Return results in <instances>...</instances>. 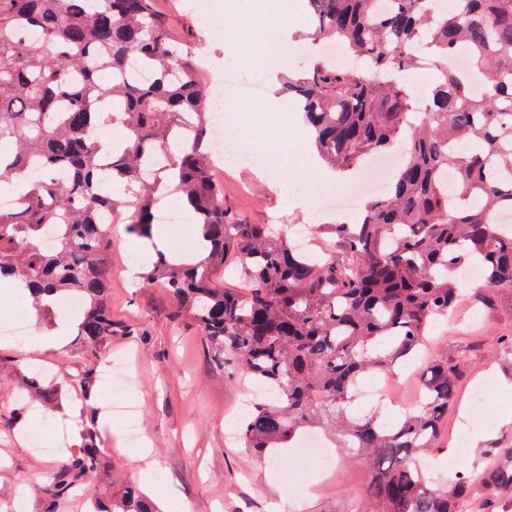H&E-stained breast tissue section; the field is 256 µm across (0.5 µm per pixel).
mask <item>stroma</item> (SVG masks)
Returning a JSON list of instances; mask_svg holds the SVG:
<instances>
[{"label": "stroma", "instance_id": "stroma-1", "mask_svg": "<svg viewBox=\"0 0 512 512\" xmlns=\"http://www.w3.org/2000/svg\"><path fill=\"white\" fill-rule=\"evenodd\" d=\"M153 0L155 11L170 25L195 58L219 71H236L248 83L269 88L263 74L242 67L217 32L233 27L238 42H251L265 16L276 10L275 0ZM307 151H292L282 173V192L271 190L250 167L232 166L220 177L224 203L251 224L342 223V215L322 211L320 198L327 193L326 179L307 178ZM287 194L294 209L280 208V194ZM134 238L112 236L109 261L112 267V318L132 333L116 336L98 354L81 351L72 343L49 345L26 352L19 345L0 342V512L16 506L18 512H41L45 489L59 469V457L38 454L24 438L28 423L41 416L43 429L56 444L77 448L86 431H94L101 451L102 470L86 487L95 494L109 485L136 483L165 512L169 501H178L183 512H270L271 503L284 502L288 487L280 473L298 465L296 448L285 449L279 463L244 448L233 435L239 432L246 413L245 382L216 368L196 324L177 312L169 297L158 288H145L129 280L126 270L133 260L129 246ZM463 301L453 319L434 331L431 356L465 354L459 400L448 411L434 457L451 458L457 472H479L495 459V448L512 445V362L496 354L498 336L512 332V306L502 302L485 305L473 285L462 287ZM44 361L57 379L90 371L104 376L108 362L132 365L125 399L140 410V432L149 442V462L136 464L137 446L126 429L112 431L117 415L102 418L110 397L101 386L91 393L81 387L62 395L63 409L41 412L23 407L21 376L33 361ZM489 384L486 422L469 424L465 396L476 386ZM23 407V422L8 424V408ZM466 429L467 454H454L451 437ZM334 466L327 476L311 470L308 479L317 489L305 501L303 512H352L361 501L369 471L334 449Z\"/></svg>", "mask_w": 512, "mask_h": 512}]
</instances>
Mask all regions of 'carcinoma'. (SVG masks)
<instances>
[{
  "label": "carcinoma",
  "mask_w": 512,
  "mask_h": 512,
  "mask_svg": "<svg viewBox=\"0 0 512 512\" xmlns=\"http://www.w3.org/2000/svg\"><path fill=\"white\" fill-rule=\"evenodd\" d=\"M152 2L0 0V182L30 185L14 207L0 208V281L18 285L42 318L58 296H81L70 331L86 351L133 334L112 321V242L98 217L130 209L129 233L153 239L160 174L176 171L170 191L197 216L207 257L178 262L156 247L141 278L196 323L217 367L273 391L245 415V447L264 455L321 428L367 460L374 512H454L470 478L459 472L447 484L420 461L456 399L461 356L434 360L424 399L395 422L376 411L353 415L348 403L364 376L427 346L432 326L456 308L459 269L481 266L482 287L512 305V229L497 221L512 213V0H457L452 11L442 0H308L312 36L361 61L341 70L321 60L286 83L319 156L348 171L370 154L405 153L386 194L366 202L356 223L323 225L332 255L307 254L273 225L248 224L224 205L201 63ZM462 44L467 65H450ZM420 47L438 76L425 110L414 112L392 75L417 66ZM134 64L151 72L150 83L118 80ZM110 124L124 129L112 149L100 135ZM106 152L111 178L127 183L124 198L102 184ZM34 162L39 179L27 177ZM227 268L249 287H215L216 271ZM24 390L51 407L60 386L30 375ZM87 440L61 451L42 512H59L101 471L93 435ZM497 457L479 474L484 512L512 497V448ZM94 512L158 509L130 484L95 497Z\"/></svg>",
  "instance_id": "cac0c4a2"
}]
</instances>
